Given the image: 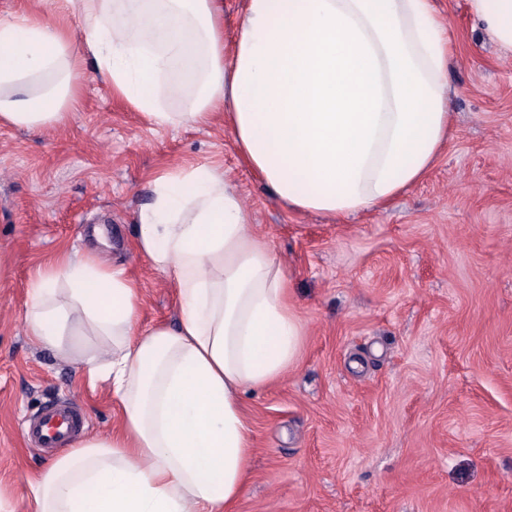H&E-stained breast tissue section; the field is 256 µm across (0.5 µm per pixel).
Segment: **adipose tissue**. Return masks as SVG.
<instances>
[{
  "mask_svg": "<svg viewBox=\"0 0 512 512\" xmlns=\"http://www.w3.org/2000/svg\"><path fill=\"white\" fill-rule=\"evenodd\" d=\"M54 3L49 20L0 18V126L65 124L91 60L156 129L223 120L275 198L333 217L388 206L452 134L453 40L434 0H245L229 44L224 0ZM468 3L512 50V0ZM152 184L132 247L175 280L174 322L142 326L140 281L91 250L60 249L30 284L32 341L109 381L121 412L109 438L74 441L29 479L36 512H232L253 451L242 397L299 358L291 273L223 164Z\"/></svg>",
  "mask_w": 512,
  "mask_h": 512,
  "instance_id": "adipose-tissue-1",
  "label": "adipose tissue"
}]
</instances>
